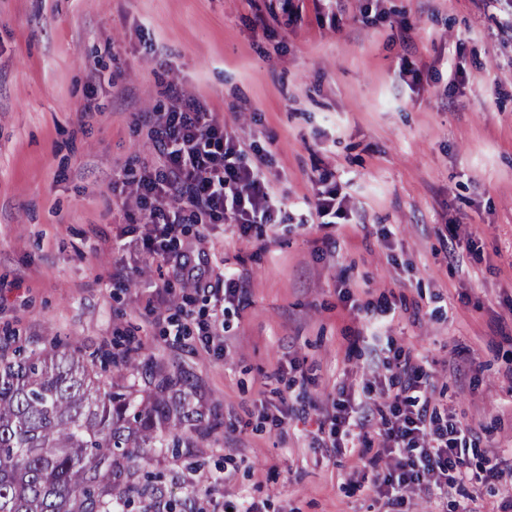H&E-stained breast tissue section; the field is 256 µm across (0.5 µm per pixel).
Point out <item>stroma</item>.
Returning <instances> with one entry per match:
<instances>
[{
    "label": "stroma",
    "instance_id": "1",
    "mask_svg": "<svg viewBox=\"0 0 512 512\" xmlns=\"http://www.w3.org/2000/svg\"><path fill=\"white\" fill-rule=\"evenodd\" d=\"M0 0V345L129 349L181 374L206 410L204 437L154 458L165 498L215 512H376L358 454L314 447L321 406L361 390L374 349L423 355L436 396L482 436L472 465L512 454V29L499 0ZM413 39L404 47L400 23ZM426 65L424 91L399 78ZM461 69L460 88L448 84ZM228 129L267 143L287 223L211 232L209 260L238 269L249 302L224 312L178 288L184 335L153 321L172 268L128 254L106 223L109 179L142 149L136 112L168 106L167 84ZM95 112L82 118L87 101ZM348 184L362 223L337 245L310 214L315 167ZM457 224L460 261L448 258ZM349 291L356 305L340 300ZM370 333L356 340L361 327ZM291 410L277 424L270 404ZM230 473V481L216 476Z\"/></svg>",
    "mask_w": 512,
    "mask_h": 512
}]
</instances>
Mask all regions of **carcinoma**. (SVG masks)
I'll use <instances>...</instances> for the list:
<instances>
[{
	"label": "carcinoma",
	"instance_id": "1",
	"mask_svg": "<svg viewBox=\"0 0 512 512\" xmlns=\"http://www.w3.org/2000/svg\"><path fill=\"white\" fill-rule=\"evenodd\" d=\"M113 366L145 388L110 384L57 345L0 348V512H151L153 454L201 435L202 413L181 378L138 352Z\"/></svg>",
	"mask_w": 512,
	"mask_h": 512
}]
</instances>
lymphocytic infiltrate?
Segmentation results:
<instances>
[{"mask_svg":"<svg viewBox=\"0 0 512 512\" xmlns=\"http://www.w3.org/2000/svg\"><path fill=\"white\" fill-rule=\"evenodd\" d=\"M169 105L163 112H137L133 128L151 145L149 155H135L112 174L113 203L134 194L135 207L123 206L122 234H135L146 257L178 271L216 306H244L246 280L225 267L206 266L211 229L236 225L247 233L250 225L272 226L288 221L283 196L266 180L263 169L270 153L257 141L237 137L199 97L182 86L166 89ZM313 208L324 228L325 245H336L333 230L339 222L356 218L349 193L332 173L313 180ZM198 227L195 244L175 248L185 225ZM375 362L397 379L395 392L363 387L361 394L339 389L322 411L327 426L318 445L349 450L366 457L377 473L372 488L387 506H403L406 488L419 486L433 496L462 492L473 480L469 452L480 443L469 425L441 413L430 371L419 354L401 350L376 356ZM390 460L378 470L381 460Z\"/></svg>","mask_w":512,"mask_h":512,"instance_id":"obj_1","label":"lymphocytic infiltrate"}]
</instances>
